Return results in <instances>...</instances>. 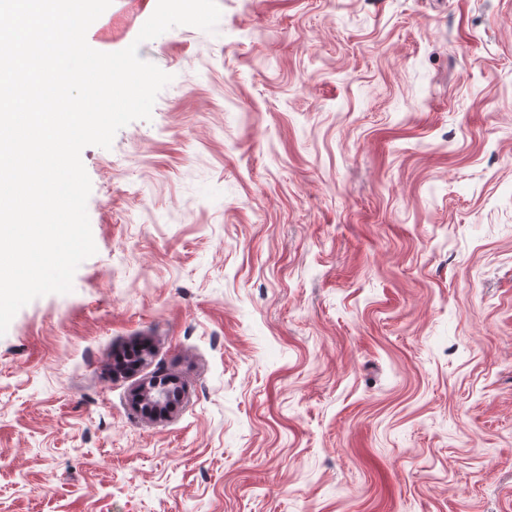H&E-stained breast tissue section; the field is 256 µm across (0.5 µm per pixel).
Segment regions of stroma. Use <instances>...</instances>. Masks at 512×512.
<instances>
[{"label":"stroma","instance_id":"1","mask_svg":"<svg viewBox=\"0 0 512 512\" xmlns=\"http://www.w3.org/2000/svg\"><path fill=\"white\" fill-rule=\"evenodd\" d=\"M217 4L139 42L97 251L0 336V512H512V0ZM135 397L141 411L151 415H161L175 409L182 402L184 394L179 389H176L174 394L159 391L156 385H143Z\"/></svg>","mask_w":512,"mask_h":512}]
</instances>
